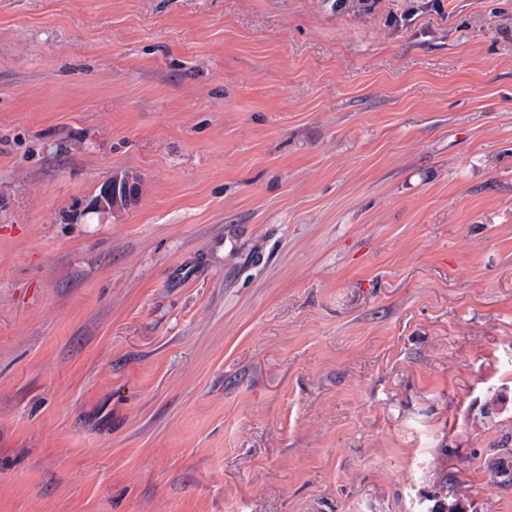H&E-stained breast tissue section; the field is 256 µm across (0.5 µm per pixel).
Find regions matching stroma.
<instances>
[{"instance_id":"stroma-1","label":"stroma","mask_w":512,"mask_h":512,"mask_svg":"<svg viewBox=\"0 0 512 512\" xmlns=\"http://www.w3.org/2000/svg\"><path fill=\"white\" fill-rule=\"evenodd\" d=\"M504 446L512 0H0V512H512ZM136 177L132 173H113L102 183L91 203L92 209L114 210L129 205L138 197Z\"/></svg>"}]
</instances>
